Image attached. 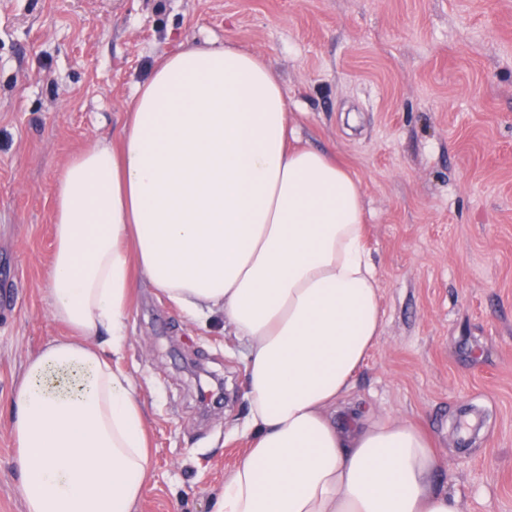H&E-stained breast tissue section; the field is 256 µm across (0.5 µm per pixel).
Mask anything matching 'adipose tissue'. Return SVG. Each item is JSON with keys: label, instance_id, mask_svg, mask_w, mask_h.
<instances>
[{"label": "adipose tissue", "instance_id": "obj_1", "mask_svg": "<svg viewBox=\"0 0 512 512\" xmlns=\"http://www.w3.org/2000/svg\"><path fill=\"white\" fill-rule=\"evenodd\" d=\"M51 317L9 399L25 512H137L150 469L119 367L137 279L247 349L250 446L215 512H460L411 422L336 420L383 327L360 179L299 143L254 52L185 42L54 191Z\"/></svg>", "mask_w": 512, "mask_h": 512}]
</instances>
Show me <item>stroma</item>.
<instances>
[{
  "mask_svg": "<svg viewBox=\"0 0 512 512\" xmlns=\"http://www.w3.org/2000/svg\"><path fill=\"white\" fill-rule=\"evenodd\" d=\"M204 40L265 58L303 144L362 182L385 322L351 396L431 436L460 512H512V0H0V405L66 333L45 285L65 164ZM120 366L151 436L138 512H213L248 446L243 347L142 284ZM16 453L0 417V512H25Z\"/></svg>",
  "mask_w": 512,
  "mask_h": 512,
  "instance_id": "obj_1",
  "label": "stroma"
}]
</instances>
